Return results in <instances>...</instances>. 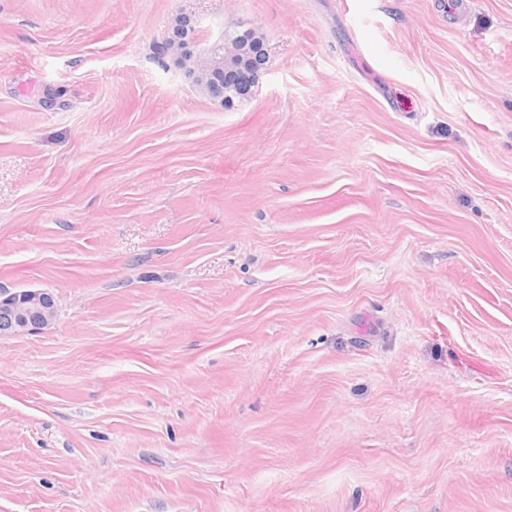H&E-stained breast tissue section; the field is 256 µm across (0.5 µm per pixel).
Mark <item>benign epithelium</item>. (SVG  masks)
I'll return each instance as SVG.
<instances>
[{"instance_id": "7a95c632", "label": "benign epithelium", "mask_w": 512, "mask_h": 512, "mask_svg": "<svg viewBox=\"0 0 512 512\" xmlns=\"http://www.w3.org/2000/svg\"><path fill=\"white\" fill-rule=\"evenodd\" d=\"M177 27L184 36L176 45L165 42V49L174 64L186 69L188 77L198 85L214 103L228 107L232 105L225 93L224 85L215 77L224 75L226 66L235 53L227 38H222L197 51L189 33L193 26L182 19ZM57 308L53 295L40 289H0V338L22 336L48 329L54 323Z\"/></svg>"}]
</instances>
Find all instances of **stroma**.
<instances>
[{"mask_svg":"<svg viewBox=\"0 0 512 512\" xmlns=\"http://www.w3.org/2000/svg\"><path fill=\"white\" fill-rule=\"evenodd\" d=\"M0 287V512H512V0H0ZM177 28L185 31L184 36L179 44L170 45ZM192 30L193 26L190 24V20L185 18L180 20L172 35L165 42L166 52L177 67L186 68V62L192 61V66L186 70L188 77L202 89L211 101L221 107H228L234 103L229 101L228 95L232 99L238 100L243 88L251 83L254 72L258 68H264L268 56L267 49L264 50V40L254 30L232 33L235 42L243 52L233 62L235 67L233 79L230 82L225 81L227 95L224 85L216 82L213 78L224 75L226 66L229 65L235 53L234 48L226 37H222L219 41L196 52L194 50L196 45L189 37ZM57 308L53 295L40 289H0V338L48 329Z\"/></svg>","mask_w":512,"mask_h":512,"instance_id":"stroma-1","label":"stroma"}]
</instances>
